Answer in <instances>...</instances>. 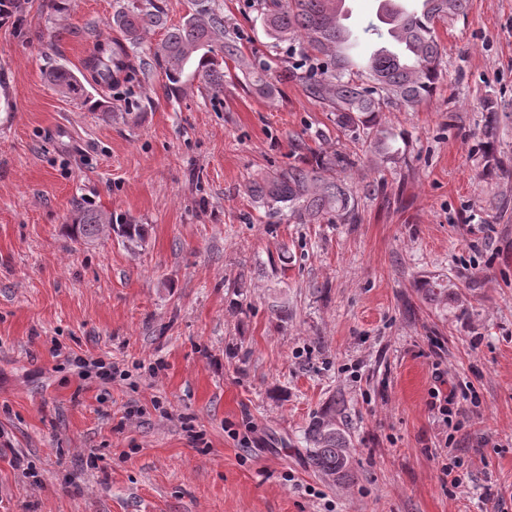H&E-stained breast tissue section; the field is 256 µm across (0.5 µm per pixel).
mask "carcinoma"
I'll list each match as a JSON object with an SVG mask.
<instances>
[{"label": "carcinoma", "mask_w": 512, "mask_h": 512, "mask_svg": "<svg viewBox=\"0 0 512 512\" xmlns=\"http://www.w3.org/2000/svg\"><path fill=\"white\" fill-rule=\"evenodd\" d=\"M335 0H258V18L273 40L297 45L300 60L290 73L302 82L310 94L322 100L336 115V126L359 127L365 131L364 143L369 150L388 161L398 155L392 136L379 125V112L391 103L414 106L429 95L439 79L440 43L436 29L439 20L466 14L469 0H426L425 13L395 24L383 20L369 22L365 31L385 26L390 35L410 49L408 59L388 54L372 56L363 65H353L339 47L340 28ZM163 7L157 0H127L113 15L109 26L136 42L152 28L163 24ZM219 49H214V44ZM235 61L239 69L254 79L259 90L266 87L264 74L243 55L237 42L225 35L224 21L206 16L201 10L190 15L165 35L153 52L155 66L176 85L180 82L187 60L201 52L196 75L210 92H224V66L216 51ZM86 71L97 75L96 84L112 86L118 76L134 69L125 46L117 40L98 44L83 64ZM48 80L74 98L85 95L82 80L65 67L47 73ZM354 165L350 155L338 152L332 158H320L307 167H290L263 183L253 192L271 204H286L299 224L331 214L342 224L358 221V202L346 186L341 174ZM111 224L122 243L137 245L144 239L141 224H115L113 219L95 209L78 208L70 225L71 237L85 244L94 242L102 225ZM422 292L431 301L451 299L448 289L437 282H423ZM336 405L314 416L305 430L314 467L321 474L343 480L350 477V460L344 430L336 425Z\"/></svg>", "instance_id": "obj_1"}]
</instances>
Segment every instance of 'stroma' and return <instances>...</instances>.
<instances>
[{
    "instance_id": "stroma-1",
    "label": "stroma",
    "mask_w": 512,
    "mask_h": 512,
    "mask_svg": "<svg viewBox=\"0 0 512 512\" xmlns=\"http://www.w3.org/2000/svg\"><path fill=\"white\" fill-rule=\"evenodd\" d=\"M162 2L165 27L219 15L268 91L229 60L222 94L190 62L169 95L156 28L129 76L74 98L47 73L118 38L123 0H20L0 20V512H512V0L438 23L432 95L379 114L395 163L288 78L255 0ZM339 151L358 223L298 224L249 192ZM79 206L146 237L77 242ZM76 355L128 377L82 376ZM441 384L473 392L448 426ZM335 399L348 481L305 439Z\"/></svg>"
}]
</instances>
